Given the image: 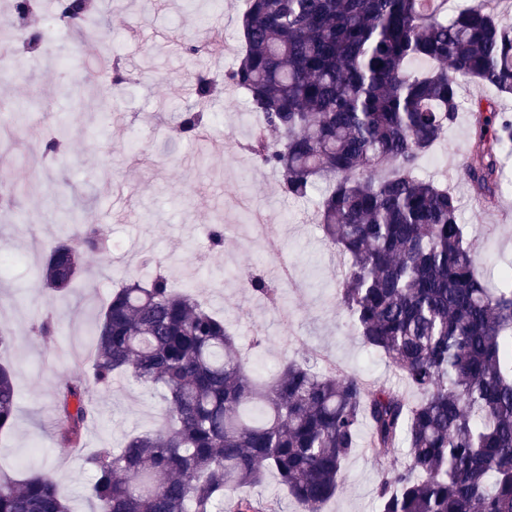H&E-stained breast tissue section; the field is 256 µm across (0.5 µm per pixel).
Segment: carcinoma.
Segmentation results:
<instances>
[{"label":"carcinoma","mask_w":512,"mask_h":512,"mask_svg":"<svg viewBox=\"0 0 512 512\" xmlns=\"http://www.w3.org/2000/svg\"><path fill=\"white\" fill-rule=\"evenodd\" d=\"M243 3L235 66L219 79L195 76L172 134L194 139L210 126L217 97H247L262 120L243 149L279 174L288 198L328 185L318 223L347 262L340 303L363 344L395 365L418 399L297 361L269 384L256 381L224 319L156 267L114 290L94 323L95 377L102 386L129 375L160 388L167 425L86 457L96 512H222L225 498L270 472L299 512H322L365 427L381 467L378 512H512V271L490 286L457 196L416 175L463 109L462 82L512 95V28L491 0H471L452 17L448 0ZM43 11L62 28L95 25L84 0H12L8 48L42 54ZM223 51L216 30L184 45L188 56ZM416 58L433 66L414 72ZM110 78L115 87L131 81L117 55ZM472 112L478 138L463 177L492 203L512 115L494 99ZM68 140L65 127L43 136L38 155L58 160ZM79 209L63 205L73 233L38 269L49 298L80 274L79 247H98L99 229L79 223ZM247 287L278 298L261 274ZM58 403L60 440L77 447L96 415L86 383L67 381ZM15 407L13 370L0 364V430ZM401 446L404 459L383 461ZM0 512L70 508L56 473L40 466L22 482L0 478ZM230 512L275 509L240 497Z\"/></svg>","instance_id":"cac0c4a2"}]
</instances>
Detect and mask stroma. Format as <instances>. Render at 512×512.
Wrapping results in <instances>:
<instances>
[{"label": "stroma", "instance_id": "35a3bbf8", "mask_svg": "<svg viewBox=\"0 0 512 512\" xmlns=\"http://www.w3.org/2000/svg\"><path fill=\"white\" fill-rule=\"evenodd\" d=\"M100 8L112 26L97 42L64 43L63 63L38 58L24 74L0 80V122L19 131L15 157L0 162V187L22 189L9 222L0 225V330L11 338L0 363L13 369L17 391L14 424L0 433V474L21 480L31 467L51 465L72 512L95 509L86 455L121 447L129 433L162 423L159 390L128 378L97 388L90 354V323L113 288L144 273L145 260L162 262L175 287L192 288L223 316L258 379L275 378L284 361L304 360L322 373L337 370L404 387L385 358L367 351L338 302L343 261L317 222L323 186L306 198H287L277 173L241 151L259 121L246 96L227 94L212 105L214 120L203 140L168 137L190 101L194 72L221 76L234 65L243 0H207L196 10L188 0H101ZM214 27L224 34L222 54L181 52L183 42L203 40ZM116 55L137 81L116 88L89 80L102 60ZM492 97L512 113L511 98L475 82L463 85V110L430 152L437 165L420 160L417 174L453 188L461 221L478 240V265L497 277L512 266V149L501 151L506 184L495 204L482 202L462 177L476 141L471 108ZM62 121L72 128L62 162L29 177V139L21 124L47 132ZM135 140L141 149H132ZM72 197L85 199L83 221L100 228L102 247L83 254L81 276L51 303L35 270L44 258L41 244L62 233V200ZM215 224L225 227L219 251L207 247ZM116 240L122 251H112ZM283 272L288 286L278 306L254 297L247 286L251 274L275 280ZM48 310L56 324L49 344L34 330ZM75 376L90 387L99 413L84 429L81 447L66 448L56 437L57 394ZM380 479L371 453L358 448L324 512H376Z\"/></svg>", "mask_w": 512, "mask_h": 512}]
</instances>
